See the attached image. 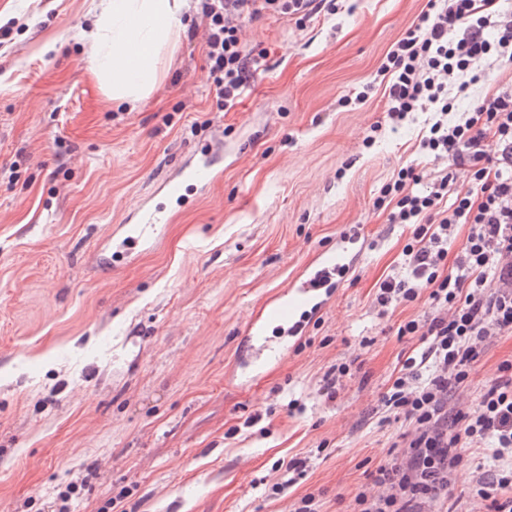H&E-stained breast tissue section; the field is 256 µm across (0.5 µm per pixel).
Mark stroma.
<instances>
[{"label":"stroma","mask_w":512,"mask_h":512,"mask_svg":"<svg viewBox=\"0 0 512 512\" xmlns=\"http://www.w3.org/2000/svg\"><path fill=\"white\" fill-rule=\"evenodd\" d=\"M98 2L0 0V512H293L309 493L353 512L405 429L379 414L419 345L397 329L429 308L377 306L411 230L373 206L430 117L391 127L378 72L428 0L245 23L268 69L228 112L208 94L198 0L152 93L113 105L83 39ZM485 71L451 119L512 84V65ZM202 149L221 180L107 264L128 215ZM326 259L340 274L320 309L248 370L251 326ZM506 359L512 336L480 357L470 403ZM291 459L305 475L273 493Z\"/></svg>","instance_id":"stroma-1"}]
</instances>
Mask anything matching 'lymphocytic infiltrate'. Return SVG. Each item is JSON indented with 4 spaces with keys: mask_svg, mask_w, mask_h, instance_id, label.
Listing matches in <instances>:
<instances>
[{
    "mask_svg": "<svg viewBox=\"0 0 512 512\" xmlns=\"http://www.w3.org/2000/svg\"><path fill=\"white\" fill-rule=\"evenodd\" d=\"M208 21L206 69L217 109L238 103L263 71L266 51L239 37L243 22L267 15L304 21L324 0H200ZM512 62V9L500 0H431L418 24L388 50L387 112L394 124L411 114H434L420 155L445 161L430 181L416 165L385 182L376 208L392 224L412 225L403 249L404 271L386 277L381 306L427 297L424 319L400 324L398 336L418 338L382 397L394 419L406 422L373 488L354 496L355 512H463L448 506V488L464 464L474 466L469 499L483 512H512V360L484 388L474 408L457 395L486 348L512 335V85L474 111L449 120L458 96L480 81L487 61ZM468 168V187L456 182ZM469 230L456 257L448 241L456 226Z\"/></svg>",
    "mask_w": 512,
    "mask_h": 512,
    "instance_id": "lymphocytic-infiltrate-1",
    "label": "lymphocytic infiltrate"
}]
</instances>
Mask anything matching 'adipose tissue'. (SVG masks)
<instances>
[{
    "label": "adipose tissue",
    "instance_id": "obj_1",
    "mask_svg": "<svg viewBox=\"0 0 512 512\" xmlns=\"http://www.w3.org/2000/svg\"><path fill=\"white\" fill-rule=\"evenodd\" d=\"M191 0H103L89 40V61L113 101L136 104L155 87L158 57Z\"/></svg>",
    "mask_w": 512,
    "mask_h": 512
}]
</instances>
